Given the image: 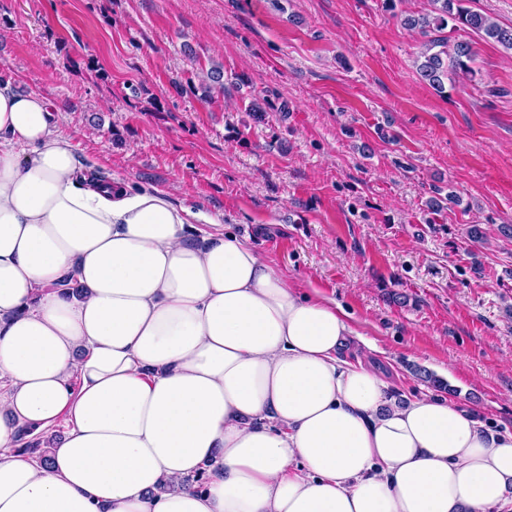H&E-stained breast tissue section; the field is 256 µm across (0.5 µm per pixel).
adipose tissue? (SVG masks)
<instances>
[{
  "label": "adipose tissue",
  "mask_w": 512,
  "mask_h": 512,
  "mask_svg": "<svg viewBox=\"0 0 512 512\" xmlns=\"http://www.w3.org/2000/svg\"><path fill=\"white\" fill-rule=\"evenodd\" d=\"M55 112L0 82V512H512V432L392 396L345 308L229 227L79 179ZM61 420L49 465L20 452Z\"/></svg>",
  "instance_id": "1"
}]
</instances>
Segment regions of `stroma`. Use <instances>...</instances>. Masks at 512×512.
I'll use <instances>...</instances> for the list:
<instances>
[{"instance_id": "35a3bbf8", "label": "stroma", "mask_w": 512, "mask_h": 512, "mask_svg": "<svg viewBox=\"0 0 512 512\" xmlns=\"http://www.w3.org/2000/svg\"><path fill=\"white\" fill-rule=\"evenodd\" d=\"M431 8L0 0V78L52 101L85 177L172 191L336 299L398 394L433 393L420 367L512 430V50L445 29L477 76L435 91L402 23Z\"/></svg>"}]
</instances>
